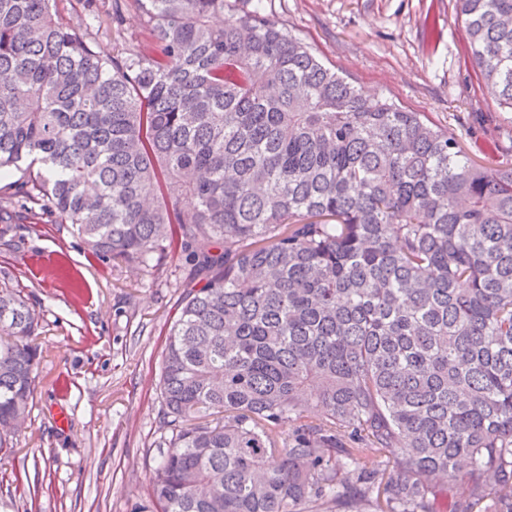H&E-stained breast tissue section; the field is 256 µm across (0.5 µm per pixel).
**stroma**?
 <instances>
[{
    "label": "stroma",
    "instance_id": "stroma-1",
    "mask_svg": "<svg viewBox=\"0 0 512 512\" xmlns=\"http://www.w3.org/2000/svg\"><path fill=\"white\" fill-rule=\"evenodd\" d=\"M115 0H57V15L87 23L111 55L146 42L142 17L110 15ZM349 76L450 129L485 165L512 163V112L469 58L453 0H236ZM433 17L435 33L423 22ZM186 271L180 254L152 274L94 257L70 225L38 214L0 237V284L22 290L38 315L31 416L0 458V512H158L149 481L161 461L159 380Z\"/></svg>",
    "mask_w": 512,
    "mask_h": 512
}]
</instances>
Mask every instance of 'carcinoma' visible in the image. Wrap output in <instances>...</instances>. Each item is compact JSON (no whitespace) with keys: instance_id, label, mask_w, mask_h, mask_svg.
<instances>
[{"instance_id":"1","label":"carcinoma","mask_w":512,"mask_h":512,"mask_svg":"<svg viewBox=\"0 0 512 512\" xmlns=\"http://www.w3.org/2000/svg\"><path fill=\"white\" fill-rule=\"evenodd\" d=\"M512 111V0H454ZM114 57L0 0V170L99 258L186 253L151 479L161 512H512V166L369 97L260 12L126 0ZM38 330L0 285V452L27 423ZM288 431H283V426Z\"/></svg>"}]
</instances>
